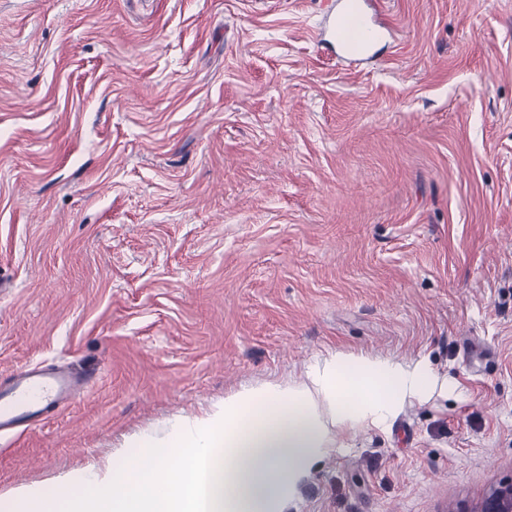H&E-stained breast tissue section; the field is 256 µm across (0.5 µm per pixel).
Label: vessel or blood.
Here are the masks:
<instances>
[{"instance_id": "b4317fda", "label": "vessel or blood", "mask_w": 512, "mask_h": 512, "mask_svg": "<svg viewBox=\"0 0 512 512\" xmlns=\"http://www.w3.org/2000/svg\"><path fill=\"white\" fill-rule=\"evenodd\" d=\"M322 31L353 62L363 60L370 43L391 34L386 19L369 13L358 0H336L328 10ZM87 382L84 376L34 370L0 378V433L37 418L45 406L81 398Z\"/></svg>"}]
</instances>
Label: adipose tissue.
Returning <instances> with one entry per match:
<instances>
[{
	"label": "adipose tissue",
	"instance_id": "1",
	"mask_svg": "<svg viewBox=\"0 0 512 512\" xmlns=\"http://www.w3.org/2000/svg\"><path fill=\"white\" fill-rule=\"evenodd\" d=\"M434 388L418 365L337 356L306 381L243 388L164 434L142 433L101 467L0 495V512H283L334 430L379 425Z\"/></svg>",
	"mask_w": 512,
	"mask_h": 512
}]
</instances>
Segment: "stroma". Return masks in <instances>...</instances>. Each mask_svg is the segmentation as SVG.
I'll return each instance as SVG.
<instances>
[{
  "label": "stroma",
  "instance_id": "obj_1",
  "mask_svg": "<svg viewBox=\"0 0 512 512\" xmlns=\"http://www.w3.org/2000/svg\"><path fill=\"white\" fill-rule=\"evenodd\" d=\"M0 0V376L95 370L0 495L336 353L437 387L284 512H449L512 478V0ZM328 13L323 34H328L351 62L363 60L370 43L391 35L386 19L376 12L370 14L358 1L336 0Z\"/></svg>",
  "mask_w": 512,
  "mask_h": 512
}]
</instances>
